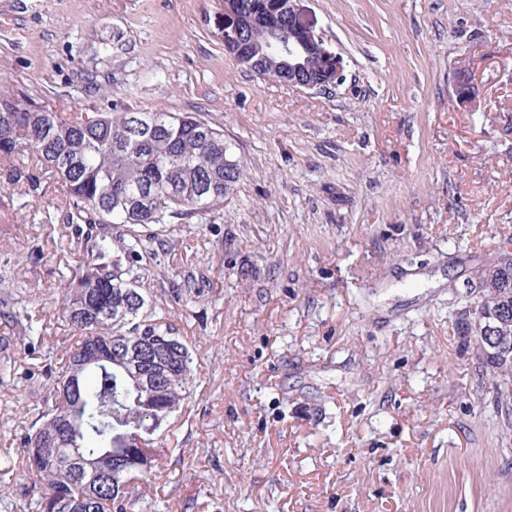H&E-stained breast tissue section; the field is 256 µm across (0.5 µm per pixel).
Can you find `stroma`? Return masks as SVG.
<instances>
[{"label": "stroma", "instance_id": "35a3bbf8", "mask_svg": "<svg viewBox=\"0 0 512 512\" xmlns=\"http://www.w3.org/2000/svg\"><path fill=\"white\" fill-rule=\"evenodd\" d=\"M331 90L224 50V0H0V87L51 112L190 113L243 168L212 224L134 268L192 351L148 487L161 512H512V424L455 331L454 290L512 250V0H297ZM473 72L477 111L456 100ZM54 185L0 170V512H37L23 439L72 342L79 253ZM200 297L175 303L185 275ZM13 295L10 292H4V295L0 297V316L3 317L5 322L12 323L14 329L17 331L18 336H30L34 332L33 319L27 317L25 322L16 314L10 310V306L13 305Z\"/></svg>", "mask_w": 512, "mask_h": 512}]
</instances>
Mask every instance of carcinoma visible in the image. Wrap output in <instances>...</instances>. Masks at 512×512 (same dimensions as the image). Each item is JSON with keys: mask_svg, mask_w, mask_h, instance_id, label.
<instances>
[{"mask_svg": "<svg viewBox=\"0 0 512 512\" xmlns=\"http://www.w3.org/2000/svg\"><path fill=\"white\" fill-rule=\"evenodd\" d=\"M252 17L244 39L261 47L288 34L285 0H239ZM0 166L9 181L39 197L52 180L69 198L64 227L75 230L82 258L72 267L62 314L76 338L52 376L50 397L32 423L22 463L37 478L39 512H133L138 486L158 478L160 431L185 399L189 347L165 316L145 310L134 263L157 236L138 226L210 222L224 206V184L241 180L222 130L169 112H42L0 90ZM153 120L142 130L138 120ZM42 172L37 177L30 164ZM120 240L124 257L112 255ZM0 316L20 336L33 319ZM476 360L503 393L512 392V361Z\"/></svg>", "mask_w": 512, "mask_h": 512, "instance_id": "obj_1", "label": "carcinoma"}]
</instances>
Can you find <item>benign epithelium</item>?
I'll return each instance as SVG.
<instances>
[{"mask_svg":"<svg viewBox=\"0 0 512 512\" xmlns=\"http://www.w3.org/2000/svg\"><path fill=\"white\" fill-rule=\"evenodd\" d=\"M237 3L238 0H224V50L246 66L252 54L243 50L240 36L246 20L240 14ZM267 48L266 60L288 73L283 83L292 88L319 93L333 87L340 78L336 56L327 51L314 36L309 24L295 8V0H288V40L269 44ZM455 93L459 103L476 109L475 83L471 74L466 73L456 78ZM506 286L504 268L488 266L477 267L473 275L462 284L470 297L483 302L496 289ZM461 320L477 330L484 353L506 361L512 358L500 346L499 340L500 334L509 324L507 315L470 308L462 313Z\"/></svg>","mask_w":512,"mask_h":512,"instance_id":"1","label":"benign epithelium"}]
</instances>
